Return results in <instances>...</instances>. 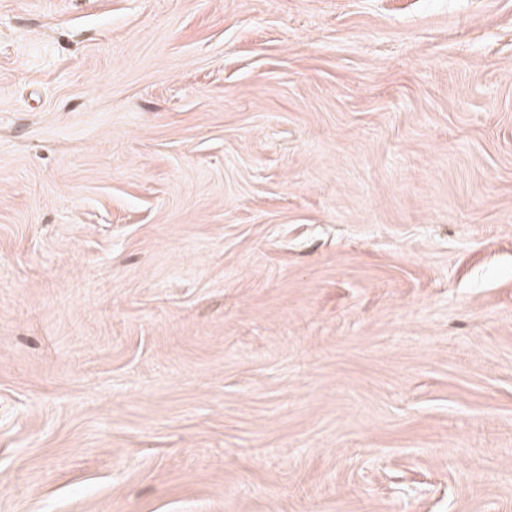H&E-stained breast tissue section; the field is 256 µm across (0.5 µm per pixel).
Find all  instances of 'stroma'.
<instances>
[{"label":"stroma","instance_id":"1","mask_svg":"<svg viewBox=\"0 0 512 512\" xmlns=\"http://www.w3.org/2000/svg\"><path fill=\"white\" fill-rule=\"evenodd\" d=\"M0 512H512V0H0Z\"/></svg>","mask_w":512,"mask_h":512}]
</instances>
